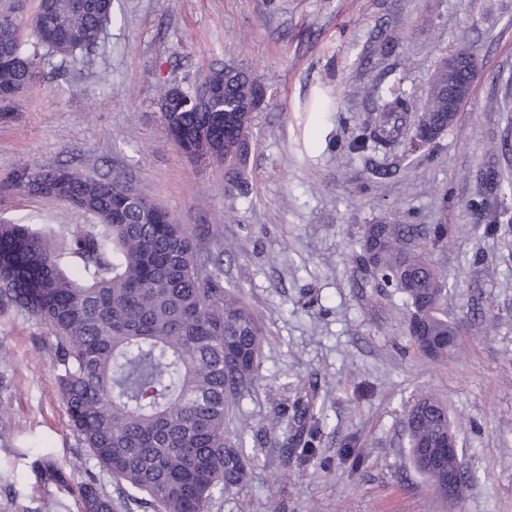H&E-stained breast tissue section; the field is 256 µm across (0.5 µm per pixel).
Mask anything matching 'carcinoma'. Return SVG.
<instances>
[{"label": "carcinoma", "instance_id": "carcinoma-1", "mask_svg": "<svg viewBox=\"0 0 512 512\" xmlns=\"http://www.w3.org/2000/svg\"><path fill=\"white\" fill-rule=\"evenodd\" d=\"M21 0L0 6V120L14 116L11 95L40 79L37 54L22 47ZM112 22L111 0H40L30 20L38 44L63 57L89 53ZM475 55L455 54V79L443 59L429 82L420 111L406 93L389 87L374 117L357 128L352 149L392 151L418 128L444 133L448 103L463 105ZM206 75L224 82L229 124L200 107L189 92L159 90L162 122L190 159L207 152L223 159L224 193H244L254 113L262 85L249 70L226 67ZM491 194L512 192L501 171L482 176ZM68 202L82 224L42 230L0 223V306H13L52 330L59 389L81 445L118 489L108 494L94 476L79 486L81 512H209L215 494L247 480L254 458L243 440L224 437L239 398L257 385L256 362L264 330L238 290L224 286L220 256L203 251L197 229L174 223L145 189L118 211L130 190L125 182L92 177L68 167L24 166L0 182ZM405 224H369L355 257L372 286L394 287L410 305L409 321L423 335L415 350L448 359V291L422 244ZM303 448H313L314 404L297 399ZM415 469L444 499L460 497L469 476L456 460L431 459V446L452 424L448 407L421 396L406 417ZM461 471L448 490V467Z\"/></svg>", "mask_w": 512, "mask_h": 512}]
</instances>
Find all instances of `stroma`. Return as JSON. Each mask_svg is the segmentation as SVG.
I'll list each match as a JSON object with an SVG mask.
<instances>
[{
    "instance_id": "obj_1",
    "label": "stroma",
    "mask_w": 512,
    "mask_h": 512,
    "mask_svg": "<svg viewBox=\"0 0 512 512\" xmlns=\"http://www.w3.org/2000/svg\"><path fill=\"white\" fill-rule=\"evenodd\" d=\"M95 50H37L42 77L0 121V179L28 164L69 163L147 189L179 224L205 225L211 254L231 246L224 282L267 330L256 387L236 407L258 465L209 512H512V193L503 226L470 208L489 147L512 127V0H112ZM479 74L433 152L352 153L348 143L399 84L421 105L457 48ZM251 69L266 90L253 121L249 193L224 196V167L193 162L170 139L157 87L191 88L210 68ZM0 220L79 224L67 203L0 192ZM449 228L430 248L463 345L436 362L413 350L394 288L367 287L354 261L365 225ZM49 326L0 309V512H80L77 486L97 472L71 430ZM448 404L473 479L447 503L413 468L404 418L417 398ZM315 402L317 440L302 454L280 398Z\"/></svg>"
}]
</instances>
